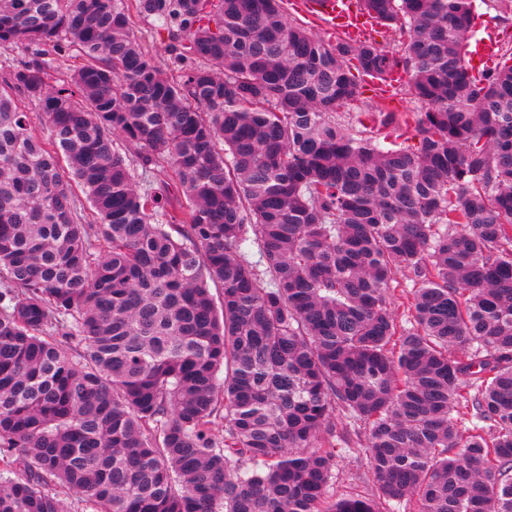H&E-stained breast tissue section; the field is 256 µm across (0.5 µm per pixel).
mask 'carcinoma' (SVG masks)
Wrapping results in <instances>:
<instances>
[{"label":"carcinoma","mask_w":512,"mask_h":512,"mask_svg":"<svg viewBox=\"0 0 512 512\" xmlns=\"http://www.w3.org/2000/svg\"><path fill=\"white\" fill-rule=\"evenodd\" d=\"M357 4L395 48L286 0H0V512H374L326 497L358 442L388 500L512 512V48L477 78L473 0ZM395 70L384 148L343 107ZM137 34L148 50L158 59L163 61L166 58V33L153 30V25L147 21H138L136 23ZM420 285V279L412 271L399 272L392 284L394 288H391V294H393L392 298L395 304L397 320L405 328H410L414 325L412 311H407V307H409L412 301L414 290L419 288ZM402 303H404V306Z\"/></svg>","instance_id":"obj_1"}]
</instances>
